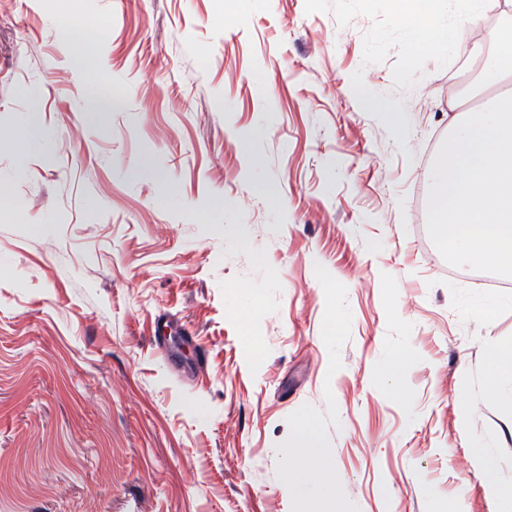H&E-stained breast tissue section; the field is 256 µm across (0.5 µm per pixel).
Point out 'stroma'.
Here are the masks:
<instances>
[{"label":"stroma","mask_w":512,"mask_h":512,"mask_svg":"<svg viewBox=\"0 0 512 512\" xmlns=\"http://www.w3.org/2000/svg\"><path fill=\"white\" fill-rule=\"evenodd\" d=\"M495 3L442 54L391 0H0V512H497L512 280L427 228ZM503 374H512V348H501L492 355L487 368L485 396L492 403L500 400L498 379ZM472 456L486 478V489L497 501L499 512L512 511V481H501L494 476L496 464L486 448H472Z\"/></svg>","instance_id":"stroma-1"}]
</instances>
